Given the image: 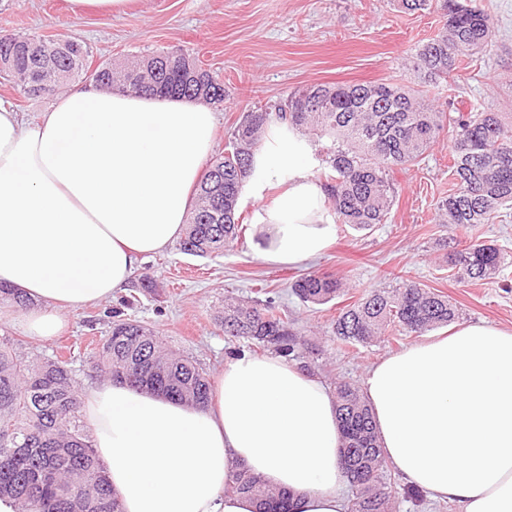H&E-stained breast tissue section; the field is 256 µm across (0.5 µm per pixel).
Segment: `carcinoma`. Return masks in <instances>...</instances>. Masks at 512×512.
<instances>
[{
  "label": "carcinoma",
  "mask_w": 512,
  "mask_h": 512,
  "mask_svg": "<svg viewBox=\"0 0 512 512\" xmlns=\"http://www.w3.org/2000/svg\"><path fill=\"white\" fill-rule=\"evenodd\" d=\"M443 31L416 52L415 68L429 83H450L464 63L487 50L493 20L476 0H443ZM90 51L77 39H46L0 33V79L26 98L51 96L84 78ZM98 87L126 95H153L224 105V83L184 52H156L125 63H100ZM311 142L328 144L322 161L336 221L363 230L387 222L397 190L396 169L415 166L445 129H451L453 188L436 203L439 223L468 231L490 224L512 208V122L481 105L462 110L450 98L435 104L426 91L400 83H315L292 92L285 102L260 106L227 131L224 154L201 180L181 249L193 256L224 252L239 234L236 218L255 151L272 120ZM502 249L464 236L448 255V267L480 282L495 278ZM292 292L302 302L326 304L342 292L325 274L296 279ZM0 302L30 306L20 292L0 287ZM112 321L90 357L97 377L203 407L207 373L189 355L173 349L142 322L111 311ZM457 306L442 292L412 282L369 292L341 310L333 323L346 347L366 346L395 328L404 335L446 326ZM224 333L274 349L296 360L299 341L273 303L263 306L224 299ZM343 462L352 498L349 512H391L394 486L380 446L371 408L354 384H336ZM230 489L260 502V512H287L289 493L269 489L261 477L234 471ZM12 497L18 512H123L118 495L98 462L93 437L81 411L80 386L68 362L18 350L0 336V496Z\"/></svg>",
  "instance_id": "carcinoma-1"
}]
</instances>
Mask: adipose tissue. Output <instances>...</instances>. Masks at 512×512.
<instances>
[{"label": "adipose tissue", "instance_id": "obj_1", "mask_svg": "<svg viewBox=\"0 0 512 512\" xmlns=\"http://www.w3.org/2000/svg\"><path fill=\"white\" fill-rule=\"evenodd\" d=\"M203 103L70 86L30 121L0 101V284L32 308L0 320L41 341L67 309L108 300L182 234L213 142ZM251 194L288 188L253 217L254 253L293 266L328 249V191L286 127L254 156ZM386 459L459 512H512V329L462 324L366 372ZM96 456L124 512H258L227 491L236 468L290 492V512H348L336 398L279 355L228 357L207 406L125 383L82 392Z\"/></svg>", "mask_w": 512, "mask_h": 512}]
</instances>
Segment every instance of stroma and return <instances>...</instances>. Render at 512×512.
I'll return each mask as SVG.
<instances>
[{
	"label": "stroma",
	"instance_id": "stroma-1",
	"mask_svg": "<svg viewBox=\"0 0 512 512\" xmlns=\"http://www.w3.org/2000/svg\"><path fill=\"white\" fill-rule=\"evenodd\" d=\"M483 3L494 20L490 52L460 71L454 88L442 84L429 94L440 104L452 98L462 109L480 104L512 113V0ZM444 22L439 9L408 13L395 0H138L127 14L80 20L70 16L65 0H0V32L81 40L95 65L159 50L198 57L219 75L226 92L217 110L215 154L223 152L228 130L245 112L276 105L300 87L385 81L417 86L415 51ZM450 140L441 134L420 165L393 172L397 197L387 223L365 230L335 225V241L318 259L296 268L259 260L250 230L257 202L245 191L239 201L243 230L223 254L196 257L172 244L142 260L123 293L69 310L59 336L37 344L10 320L0 321V333L8 332L36 353L49 355L69 346L70 366L87 386L92 382L85 373L90 344L107 330L109 311L132 296L136 303L127 317L157 328L173 349L189 353L213 376L234 352L261 353L250 342L225 335V296L271 300L288 313L302 342L300 365L332 389L340 381L362 384L371 365L416 343V336L390 331L371 345L347 349L333 333L341 308L388 285L391 276L448 295L458 307L459 323L512 327V216L472 231L503 249L505 263L496 279L473 283L448 268L457 232L438 223L435 204L448 194ZM310 272L340 280L343 294L324 305L302 303L290 285ZM147 276L154 290L143 288Z\"/></svg>",
	"mask_w": 512,
	"mask_h": 512
}]
</instances>
